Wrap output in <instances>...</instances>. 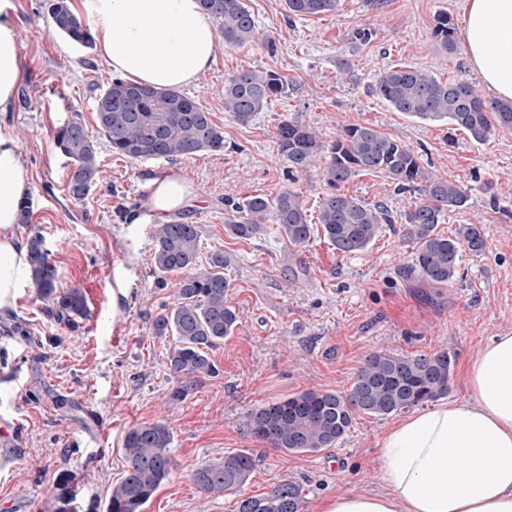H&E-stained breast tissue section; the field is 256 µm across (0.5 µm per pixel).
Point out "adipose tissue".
<instances>
[{
  "instance_id": "1",
  "label": "adipose tissue",
  "mask_w": 512,
  "mask_h": 512,
  "mask_svg": "<svg viewBox=\"0 0 512 512\" xmlns=\"http://www.w3.org/2000/svg\"><path fill=\"white\" fill-rule=\"evenodd\" d=\"M113 74L156 88L193 83L212 65L217 30L199 0H78ZM14 0H0V314L31 280L19 238L30 183L5 118L25 78ZM472 66L498 98L512 100V0H465ZM195 196L179 176L156 179L147 201L156 223ZM468 398L402 412L379 443L382 491L325 501L322 512H512V332L471 357Z\"/></svg>"
}]
</instances>
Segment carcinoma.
Listing matches in <instances>:
<instances>
[{"label":"carcinoma","mask_w":512,"mask_h":512,"mask_svg":"<svg viewBox=\"0 0 512 512\" xmlns=\"http://www.w3.org/2000/svg\"><path fill=\"white\" fill-rule=\"evenodd\" d=\"M285 2L294 16L320 15L336 8V0ZM202 6L217 20L225 45L241 47L253 41L255 20L244 0H202ZM47 14L57 32L72 43L87 49L93 45L89 23L74 12L69 0H48ZM434 35L442 50L458 51L455 26L448 15L436 18ZM286 88L287 81L274 70H242L224 81V111L247 124ZM374 92L398 112L447 121L478 143L500 131L512 132V101L487 99L468 82H442L424 69L394 67L378 77ZM94 112L97 128L112 152L129 159H188L200 152L224 150V132L210 113L176 89H156L116 77L96 98ZM276 138L292 172L306 175L316 170L324 152L330 153L323 171L330 192L319 202L316 223L336 252L364 251L382 225L392 223L382 204H369L340 191L359 172H383L398 190L417 194L401 218L402 238L412 245L410 263L399 270L403 278L444 286L457 275L462 248L482 253L485 240L478 224L459 225L451 238L437 231L444 212L466 205L463 187L426 173L418 154L389 134L350 125L327 146L315 130L284 120ZM56 144L70 161L68 191L81 200L96 183L101 168L97 145L79 113H73L59 129ZM234 212L225 230L236 238L260 236L270 223L295 245L307 243L314 234L307 206L298 193L287 188L273 198H249L235 205ZM151 235L154 270L159 274L156 287L165 289L169 286L166 276L181 275L174 283V301L152 323L153 335L175 338L168 364L180 381L173 397L181 399L200 381L218 373L210 351L237 325L236 310L226 301L230 283L224 269L231 259L214 251L206 264H200L196 224H156ZM28 251L32 282L43 305L72 325L85 318V292L61 286L43 238L32 235ZM452 366L453 356L446 350L410 356L377 350L365 358L347 395L303 391L257 406L247 414L246 425L255 437L283 454L320 452L345 438L356 414L388 416L447 396ZM170 441V428L163 422L129 430L123 448L126 471L112 488L107 512H143L171 472ZM253 468L248 453L233 452L200 467L193 480L204 495H222L242 487ZM76 496L74 475L62 473L47 504L48 512H74ZM302 502L303 486L283 481L267 493L241 499L237 512H300Z\"/></svg>","instance_id":"1"}]
</instances>
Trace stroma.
<instances>
[{"mask_svg":"<svg viewBox=\"0 0 512 512\" xmlns=\"http://www.w3.org/2000/svg\"><path fill=\"white\" fill-rule=\"evenodd\" d=\"M374 2L338 0L333 11L295 17L285 0H245L256 23L253 42L218 45L210 69L183 89L223 131V151L137 161L114 154L98 135L93 108L113 78L108 65L94 50L51 32L44 0H15L27 75L10 124L29 174L31 206L29 226L16 232L44 237L61 284L82 288L89 312L71 326L48 315L28 285L0 317V418L16 420L12 443L0 440V512H47L66 471L77 476V512H105L125 470L127 431L158 421L170 427L174 466L145 512H237L242 498L286 480L302 484V512H316L326 497L380 490L379 441L394 416L356 414L336 447L285 455L250 432L247 413L310 389L348 393L376 350H445L460 366L512 332V132L480 144L447 122L395 111L372 91L396 66L481 85L466 49L448 54L434 35L438 15L462 25L463 0H382L379 8ZM360 28L372 29L369 42L355 39ZM270 37L278 47L273 55L264 49ZM246 69L275 70L288 88L241 124L225 112L220 92L226 77ZM75 110L97 138L101 167L81 201L67 191L68 160L54 139ZM286 119L328 143L347 126L365 125L411 148L427 171L468 194L464 208L445 213L439 232L449 236L459 225L479 224L483 253L462 250L458 278L435 287L399 276L412 250L387 224L368 249L346 256L318 232L303 246L274 229L250 240L228 235L232 204L287 188L313 213L327 193L321 174L289 175L275 140ZM169 173L199 194L174 219L197 225L202 253L222 250L232 258L227 302L239 316L232 335L211 353L217 375L183 399L172 396L178 383L167 353L174 341L151 330L172 297L155 286L154 222L146 203L152 179ZM341 190L383 203L396 218L414 200L381 173H357ZM240 451L255 460L246 485L221 496L201 494L195 470Z\"/></svg>","mask_w":512,"mask_h":512,"instance_id":"stroma-1","label":"stroma"}]
</instances>
